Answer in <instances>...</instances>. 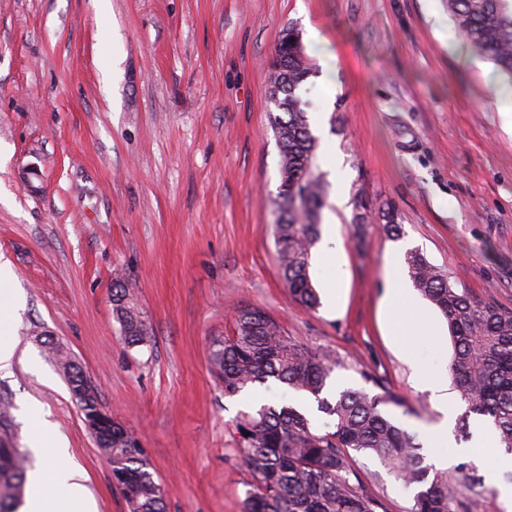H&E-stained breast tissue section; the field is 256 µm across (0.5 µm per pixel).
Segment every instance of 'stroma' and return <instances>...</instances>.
I'll return each instance as SVG.
<instances>
[{
	"label": "stroma",
	"instance_id": "1",
	"mask_svg": "<svg viewBox=\"0 0 512 512\" xmlns=\"http://www.w3.org/2000/svg\"><path fill=\"white\" fill-rule=\"evenodd\" d=\"M445 0H0V259L13 272L15 360L0 373V436L30 454L28 402L66 437L98 512H129L44 342L62 345L101 406L138 441L166 512H244L250 476L235 424L263 404L314 399L276 382L229 397L210 348L243 306L307 347L333 351L336 390L376 377L385 410L427 442L440 414L414 366L446 373L453 344L425 299L389 323L387 260L421 251L457 288L512 310V125L504 84L453 29ZM317 69L300 88L322 117L321 226L336 266L311 265L317 310L285 287L272 235L282 157L268 62L286 29ZM396 206L402 235L355 240L357 195ZM123 277L153 334L130 348L112 313ZM336 288H329L330 279ZM445 448L458 512H512L504 449L471 418ZM479 481H465L463 464ZM378 512L413 492L351 453Z\"/></svg>",
	"mask_w": 512,
	"mask_h": 512
}]
</instances>
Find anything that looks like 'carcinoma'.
<instances>
[{
    "label": "carcinoma",
    "instance_id": "obj_1",
    "mask_svg": "<svg viewBox=\"0 0 512 512\" xmlns=\"http://www.w3.org/2000/svg\"><path fill=\"white\" fill-rule=\"evenodd\" d=\"M448 14L458 35L494 65L498 75L512 81V0H447ZM283 78L271 125L282 153V180L295 196L280 198L272 224L274 245L283 281L302 306L314 310L320 297L309 268L319 241V215L327 188L317 173V141L307 112L301 108L300 86L312 75L308 56H299L279 41L272 56ZM353 223L377 224L387 235L399 236L402 226L391 205L378 210L368 200L355 204ZM405 262L414 288L434 305L448 324L453 353L448 374L466 403L461 417L468 429L471 416L485 420L497 444L512 453V310L474 297L450 284L449 277L417 250ZM113 313L125 343L140 347L152 341L151 329L135 308L130 290L112 292ZM68 390L83 378L81 368L60 347L49 344ZM210 364L234 396L250 385L272 380L305 392L317 411L331 422L320 430L295 407L265 404L236 422L248 483L245 512H377L379 501L360 483L352 482L348 465L352 451L380 460L406 488L416 487L411 512H453L461 487L426 463L413 433L382 410L399 404L389 391L364 388L324 395L338 365L327 352L293 341L283 327L258 307L244 306L232 333L213 343ZM109 462L116 486L130 512H165L164 491L137 440L121 424L112 426V440L98 445ZM27 458L0 438V512H16L24 493Z\"/></svg>",
    "mask_w": 512,
    "mask_h": 512
}]
</instances>
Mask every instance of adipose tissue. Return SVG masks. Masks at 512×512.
I'll return each mask as SVG.
<instances>
[{"label": "adipose tissue", "instance_id": "adipose-tissue-1", "mask_svg": "<svg viewBox=\"0 0 512 512\" xmlns=\"http://www.w3.org/2000/svg\"><path fill=\"white\" fill-rule=\"evenodd\" d=\"M417 386L430 391L431 400L442 413V420L431 429L434 447H447L451 440V419L448 411V379L429 378L422 370H415ZM32 442L37 452L48 463L39 473L30 477L31 492L23 512H96L83 483L84 477L69 462L68 442L60 434L51 432L48 423L40 417L39 409H32Z\"/></svg>", "mask_w": 512, "mask_h": 512}]
</instances>
